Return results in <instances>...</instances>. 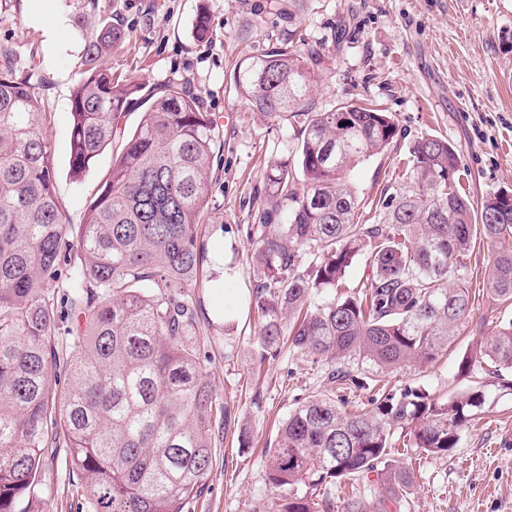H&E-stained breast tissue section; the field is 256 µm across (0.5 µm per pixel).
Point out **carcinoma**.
I'll return each instance as SVG.
<instances>
[{
	"mask_svg": "<svg viewBox=\"0 0 512 512\" xmlns=\"http://www.w3.org/2000/svg\"><path fill=\"white\" fill-rule=\"evenodd\" d=\"M302 2L266 0L265 10L293 19ZM193 35L213 38L207 12ZM125 39L123 29L101 27L70 98L74 175L121 139L79 225L58 200L47 113L0 49V512H48L40 473L49 446L66 449L91 512H188L213 464L214 425L231 421L206 378L208 319L193 292L209 261L202 228L218 120L186 84H170L146 95L140 123L121 137L119 120L142 86L99 60ZM324 60L291 37L270 38L231 78L238 97L295 128V161L267 163L247 228L256 355L274 360L287 342L322 363L338 390L373 395L355 410L343 395L304 398L278 429L266 478L278 512H333L331 489L369 476L377 497L352 496L344 512H398L414 476L392 452L448 455L486 396L481 384L446 399L388 391L382 378L428 370L470 325L476 345L458 371L512 391V319L491 327L471 316L467 265L486 245L487 295L512 306V196L474 201L461 150L421 137L382 222L361 221L352 172L386 153L398 126L373 104L320 107ZM358 256L369 267L360 290L336 295ZM66 317L77 325L61 336ZM59 362L70 376L61 396L50 371Z\"/></svg>",
	"mask_w": 512,
	"mask_h": 512,
	"instance_id": "carcinoma-1",
	"label": "carcinoma"
}]
</instances>
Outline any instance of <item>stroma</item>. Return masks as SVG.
Listing matches in <instances>:
<instances>
[{
    "instance_id": "35a3bbf8",
    "label": "stroma",
    "mask_w": 512,
    "mask_h": 512,
    "mask_svg": "<svg viewBox=\"0 0 512 512\" xmlns=\"http://www.w3.org/2000/svg\"><path fill=\"white\" fill-rule=\"evenodd\" d=\"M265 0H60L68 23L63 52L44 43L54 16L49 0H0V47L12 50L31 77L48 112L49 141L58 198L69 223H83L112 162L104 151L81 178L69 168L70 95L81 77V55L103 24L124 29L126 41L100 59L114 76L151 91L188 83L220 125L222 161L213 172L208 242L230 247L233 282L208 278L195 290L212 324L207 378L238 423L217 440L206 487L190 512H272L266 483V448L278 425L305 397L326 393L320 365L289 352L258 364L253 346L258 317L244 309L230 323L219 311L237 291H251L253 245L250 212L262 188L261 169L288 159L295 140L286 121L266 116L241 100L229 74L241 58L262 51L268 36L294 35L325 51L315 97L322 108L370 99L391 112L399 136L381 156L360 164L355 186L366 218L401 175L411 143L435 136L457 145L468 170L464 187L474 199L512 194V0H311L301 18L255 13ZM207 11L213 40L191 36L198 11ZM488 252L468 262L474 317L499 321L504 312L486 294ZM473 337L462 333L448 357L424 372L398 370L389 388H422L452 395L468 388L459 358ZM486 404L464 426L448 456L413 453L415 490L405 512H512V394L485 385ZM41 482L49 512H88L78 481L65 466V451L49 449Z\"/></svg>"
}]
</instances>
